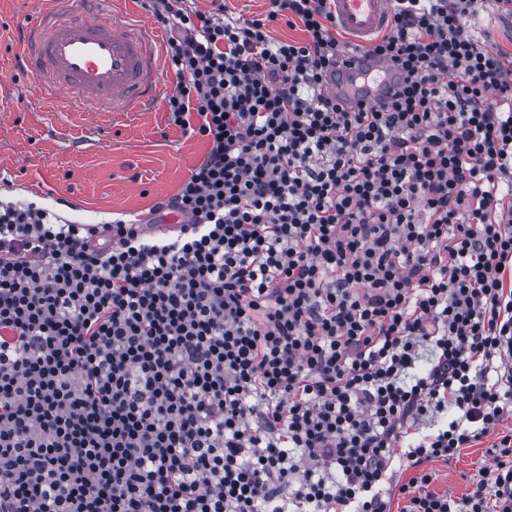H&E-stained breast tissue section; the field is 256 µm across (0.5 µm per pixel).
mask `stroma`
Returning a JSON list of instances; mask_svg holds the SVG:
<instances>
[{"label":"stroma","mask_w":512,"mask_h":512,"mask_svg":"<svg viewBox=\"0 0 512 512\" xmlns=\"http://www.w3.org/2000/svg\"><path fill=\"white\" fill-rule=\"evenodd\" d=\"M50 0H0V201L54 209L65 221L104 224L122 214L148 216L177 193L208 144L168 122L163 101L176 84L162 67L153 112H79L38 96L16 65L24 36ZM484 445L451 463H432L431 490L459 497L487 465Z\"/></svg>","instance_id":"1"}]
</instances>
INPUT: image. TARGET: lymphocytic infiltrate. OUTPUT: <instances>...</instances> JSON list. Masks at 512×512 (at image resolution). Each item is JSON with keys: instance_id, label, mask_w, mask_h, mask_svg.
<instances>
[{"instance_id": "obj_1", "label": "lymphocytic infiltrate", "mask_w": 512, "mask_h": 512, "mask_svg": "<svg viewBox=\"0 0 512 512\" xmlns=\"http://www.w3.org/2000/svg\"><path fill=\"white\" fill-rule=\"evenodd\" d=\"M145 6L209 149L170 234L0 203V512H512V0H391L358 107L330 0ZM224 6L227 8L228 13H233V16L242 14L244 17L258 15L264 12L268 3L267 0H223ZM509 18L511 20L510 26L508 24H504V20ZM481 29H488L486 33V41L488 48L493 51H502L505 53L512 52V19L508 15L496 16L492 18V21H482L480 23ZM364 65L368 67L369 73L375 78V83L373 85H364V88L370 87L376 89L375 91H372L371 95L369 96L362 95L364 96V101L369 103L373 102L376 96L381 94L389 85L393 78V71L391 69L390 62L384 58L371 59ZM486 443H480L473 448H463L460 456L451 463L444 464L440 461L426 466L435 472V479L430 489L438 492H450L459 497L472 490L470 477L477 474V470L489 465L490 460L485 457Z\"/></svg>"}]
</instances>
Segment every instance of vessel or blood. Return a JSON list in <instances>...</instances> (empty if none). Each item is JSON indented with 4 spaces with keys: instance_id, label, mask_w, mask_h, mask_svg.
Returning <instances> with one entry per match:
<instances>
[{
    "instance_id": "1",
    "label": "vessel or blood",
    "mask_w": 512,
    "mask_h": 512,
    "mask_svg": "<svg viewBox=\"0 0 512 512\" xmlns=\"http://www.w3.org/2000/svg\"><path fill=\"white\" fill-rule=\"evenodd\" d=\"M337 26L368 44L389 20L388 0H332ZM160 38L112 0H93L63 19L46 9L26 37L21 67L44 98H67L97 111H152L160 87Z\"/></svg>"
}]
</instances>
